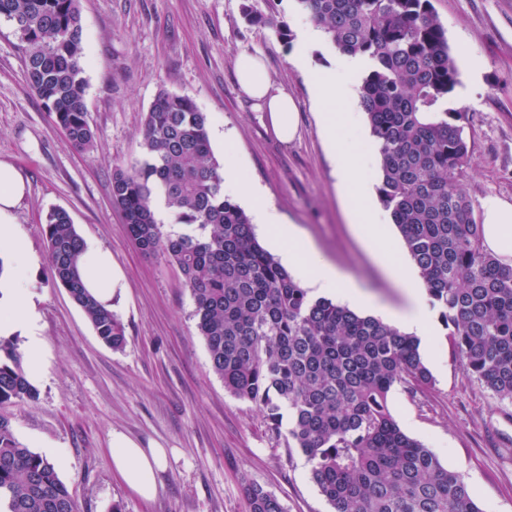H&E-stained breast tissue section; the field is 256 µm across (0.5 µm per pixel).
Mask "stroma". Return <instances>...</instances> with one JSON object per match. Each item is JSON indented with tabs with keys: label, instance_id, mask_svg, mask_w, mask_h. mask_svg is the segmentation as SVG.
<instances>
[{
	"label": "stroma",
	"instance_id": "35a3bbf8",
	"mask_svg": "<svg viewBox=\"0 0 512 512\" xmlns=\"http://www.w3.org/2000/svg\"><path fill=\"white\" fill-rule=\"evenodd\" d=\"M276 13L290 30L309 24L298 0H80L82 76L94 132L90 150L71 146L25 81L23 44L0 19V161L26 181L15 222L39 274L43 335L53 360L37 399L0 407L15 438L60 451L59 476L80 512H249L247 485L276 495L285 512H331L299 452H288L254 405L236 400L211 371L193 301L179 269L144 254L113 204L115 166L142 160L144 115L163 90L190 96L209 117L212 156L263 189L268 204L306 244L381 304L403 296L367 249L335 176L308 78L291 58L298 42L248 24L243 3ZM456 61L479 57L478 77L461 74L448 98L467 113V181L474 202H512V0H431ZM260 55L273 89L290 94L299 131L288 143L240 89L239 53ZM65 209L82 238L97 241L124 273L114 311L127 346L115 351L85 313L49 279L45 214ZM432 382L400 386L392 415L411 437L459 473L483 512H512V402L500 400L459 362L448 330ZM118 430L168 451L159 490L145 501L112 471L107 445Z\"/></svg>",
	"mask_w": 512,
	"mask_h": 512
}]
</instances>
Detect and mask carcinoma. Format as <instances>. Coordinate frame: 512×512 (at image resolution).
Segmentation results:
<instances>
[{"label":"carcinoma","instance_id":"obj_1","mask_svg":"<svg viewBox=\"0 0 512 512\" xmlns=\"http://www.w3.org/2000/svg\"><path fill=\"white\" fill-rule=\"evenodd\" d=\"M341 52L370 68L360 104L380 156L379 197L440 309L468 372L512 401V265L482 244L466 181L467 115L448 111L459 69L430 0H297ZM251 25L283 40L285 22L243 6ZM25 44V75L69 143L85 150L87 120L79 0H0V18ZM208 116L187 95L161 91L145 113L144 158L112 171V202L144 253L180 269L215 375L258 406L269 429L299 450L333 512H482L462 476L407 435L388 396L432 376L420 342L325 297L314 298L259 244L249 216L224 195ZM162 198L185 232L163 230ZM52 282L66 289L112 350L126 329L83 288V249L68 213L43 227ZM17 340L0 338V406L33 400ZM250 512H285L271 492L246 488ZM0 512H79L55 464L18 442L0 418Z\"/></svg>","mask_w":512,"mask_h":512}]
</instances>
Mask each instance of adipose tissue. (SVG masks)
I'll return each instance as SVG.
<instances>
[{
  "label": "adipose tissue",
  "mask_w": 512,
  "mask_h": 512,
  "mask_svg": "<svg viewBox=\"0 0 512 512\" xmlns=\"http://www.w3.org/2000/svg\"><path fill=\"white\" fill-rule=\"evenodd\" d=\"M364 60L359 56L337 53L331 68L312 76L315 101L325 113L328 135L336 133V115L330 110L336 101H349L355 95L354 74ZM235 70L243 91L257 107L269 115L275 136L282 142L294 139L298 130V112L291 96L272 92L261 60L240 54ZM337 177L348 206L365 226L369 247L389 271L401 289L405 303L394 308L383 305L355 284L344 280L318 254L295 247V233L276 210L269 207L262 192L253 185H239L238 191L251 204L255 225L265 231L271 245L301 279L323 293L337 295L352 306L370 312L399 330L416 335L427 354H434L437 329L430 295L412 270L394 261L396 244L387 216L370 201L368 186L356 178L359 161L346 148H338ZM25 192L22 175L9 163L0 161V337L19 338L20 352L31 381L40 380L50 364V352L43 336L41 296L35 288L37 275L26 238L14 222V211ZM483 243L485 248L512 264V203L495 195L481 202ZM83 281L88 291L105 308H113L124 290V277L112 262L111 253L93 240H85L80 259ZM112 468L126 488L143 499L158 492V476L166 464V451L155 446L144 448L121 431L108 438Z\"/></svg>",
  "instance_id": "ef3b65f1"
}]
</instances>
